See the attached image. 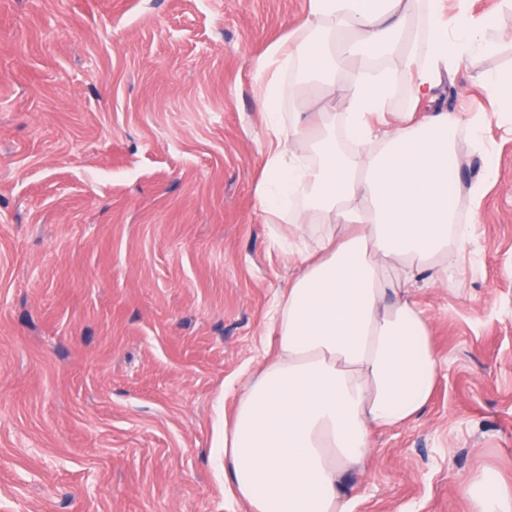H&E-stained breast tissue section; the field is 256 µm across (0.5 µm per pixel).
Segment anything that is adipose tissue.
Masks as SVG:
<instances>
[{
	"label": "adipose tissue",
	"mask_w": 512,
	"mask_h": 512,
	"mask_svg": "<svg viewBox=\"0 0 512 512\" xmlns=\"http://www.w3.org/2000/svg\"><path fill=\"white\" fill-rule=\"evenodd\" d=\"M506 37L468 0H307L289 38L253 59L271 143L256 196L312 243L294 254L275 354L224 423L228 480L251 512H352L342 480L366 470L374 431L426 406L441 357L413 288L447 284L449 254L470 240L448 206V170L459 133L480 141L485 122L446 110L439 89ZM297 63L302 76L284 81ZM398 82L409 99L394 112ZM457 490L471 512H512L511 486L474 474Z\"/></svg>",
	"instance_id": "1"
}]
</instances>
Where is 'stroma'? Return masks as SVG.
Segmentation results:
<instances>
[{"instance_id":"35a3bbf8","label":"stroma","mask_w":512,"mask_h":512,"mask_svg":"<svg viewBox=\"0 0 512 512\" xmlns=\"http://www.w3.org/2000/svg\"><path fill=\"white\" fill-rule=\"evenodd\" d=\"M307 0H0V512H250L224 482V418L273 351L296 269L256 186L250 62ZM463 61L458 208L494 176L460 270L418 285L441 355L419 417L377 430L354 512H470L512 485V117ZM457 490L469 501L471 512L512 511V487L489 481L483 475L468 476L458 484Z\"/></svg>"}]
</instances>
